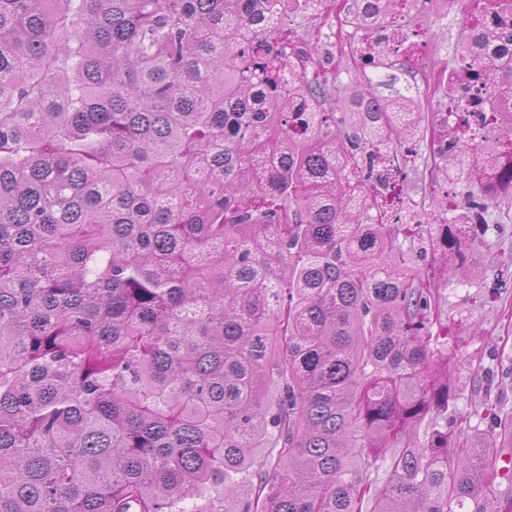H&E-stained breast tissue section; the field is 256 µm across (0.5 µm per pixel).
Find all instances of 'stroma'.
Listing matches in <instances>:
<instances>
[{
    "mask_svg": "<svg viewBox=\"0 0 512 512\" xmlns=\"http://www.w3.org/2000/svg\"><path fill=\"white\" fill-rule=\"evenodd\" d=\"M472 0H450L444 14L424 15L410 10L407 29V70L418 83L425 113L435 114L443 92L438 78L453 66L473 17ZM339 9L312 17H295L291 27L300 47H317L329 75L347 81L350 71L364 63L340 53V46L353 37V28L340 22ZM426 148L418 139H408L406 176L399 196L409 206L429 197V174L423 158ZM501 203L491 209L494 223L476 254L474 275L455 276L438 292L442 319L448 326V352L456 382V409L463 427L489 430L487 420L472 413L484 394L499 401L503 411L512 412V191L501 190Z\"/></svg>",
    "mask_w": 512,
    "mask_h": 512,
    "instance_id": "1",
    "label": "stroma"
}]
</instances>
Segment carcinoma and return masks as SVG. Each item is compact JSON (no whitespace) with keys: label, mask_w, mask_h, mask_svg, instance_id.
I'll return each mask as SVG.
<instances>
[{"label":"carcinoma","mask_w":512,"mask_h":512,"mask_svg":"<svg viewBox=\"0 0 512 512\" xmlns=\"http://www.w3.org/2000/svg\"><path fill=\"white\" fill-rule=\"evenodd\" d=\"M402 2L343 0L386 79L337 85L284 27L327 0H0V512H512V415L458 428L436 301L512 187L478 142L512 143V0H473L430 138L469 189L427 223L382 201L422 122Z\"/></svg>","instance_id":"carcinoma-1"}]
</instances>
